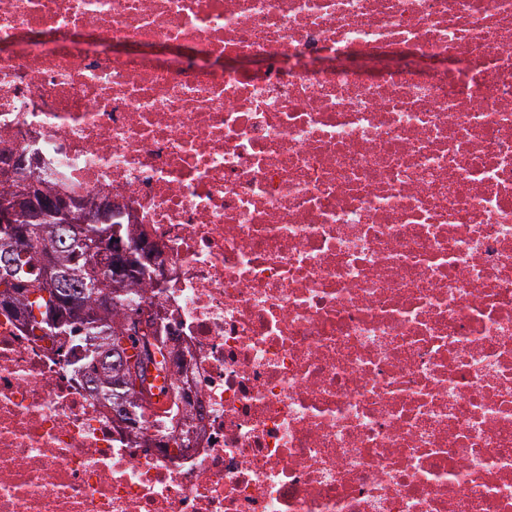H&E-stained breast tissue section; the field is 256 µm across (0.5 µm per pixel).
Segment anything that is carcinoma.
<instances>
[{
    "mask_svg": "<svg viewBox=\"0 0 512 512\" xmlns=\"http://www.w3.org/2000/svg\"><path fill=\"white\" fill-rule=\"evenodd\" d=\"M48 197L55 211L33 221L31 200ZM13 210L9 224L0 223V253L12 249L11 270L0 273V304L23 317L34 336L72 339L85 354L75 365L93 392L108 402L128 423L142 408L139 396L121 371V356L134 350L141 373L154 362L156 343L137 335L139 320L135 288L148 272L131 251L125 256L103 252L95 242L112 240L122 224H98L81 204L51 192L46 180L25 171L24 182L0 171V204ZM29 234L41 245L42 259L34 262L16 246L19 233Z\"/></svg>",
    "mask_w": 512,
    "mask_h": 512,
    "instance_id": "obj_1",
    "label": "carcinoma"
}]
</instances>
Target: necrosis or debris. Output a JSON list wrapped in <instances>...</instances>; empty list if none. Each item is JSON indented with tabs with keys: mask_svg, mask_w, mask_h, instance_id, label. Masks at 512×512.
Returning a JSON list of instances; mask_svg holds the SVG:
<instances>
[{
	"mask_svg": "<svg viewBox=\"0 0 512 512\" xmlns=\"http://www.w3.org/2000/svg\"><path fill=\"white\" fill-rule=\"evenodd\" d=\"M120 220L121 422L0 307V512H512V0H0V156Z\"/></svg>",
	"mask_w": 512,
	"mask_h": 512,
	"instance_id": "obj_1",
	"label": "necrosis or debris"
}]
</instances>
